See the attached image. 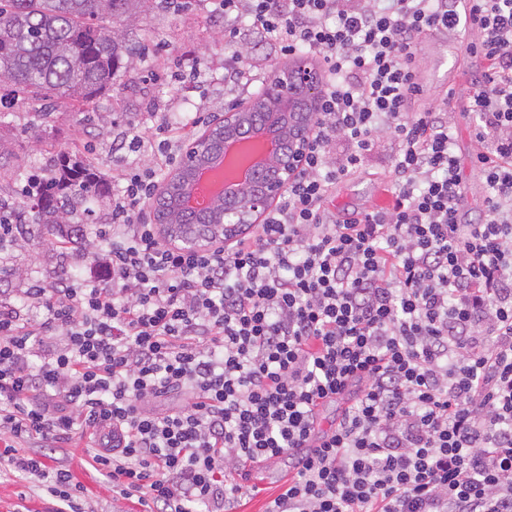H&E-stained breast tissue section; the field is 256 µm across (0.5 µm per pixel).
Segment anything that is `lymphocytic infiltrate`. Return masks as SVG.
I'll return each mask as SVG.
<instances>
[{
	"instance_id": "obj_1",
	"label": "lymphocytic infiltrate",
	"mask_w": 512,
	"mask_h": 512,
	"mask_svg": "<svg viewBox=\"0 0 512 512\" xmlns=\"http://www.w3.org/2000/svg\"><path fill=\"white\" fill-rule=\"evenodd\" d=\"M218 6L226 38L250 18L326 73L305 165L255 232L186 250L143 218L186 131L132 126L149 165L94 231L111 287L34 283L38 323L0 296V461L45 479L48 512H86L43 454L76 434L113 500L144 512H234L249 467L283 455L293 474L264 512H512V0ZM440 29L476 31L484 61L470 110L488 193L472 224L442 106L406 109L415 44ZM383 130L393 204L332 217V188ZM173 392L183 402L155 411Z\"/></svg>"
}]
</instances>
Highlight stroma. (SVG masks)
<instances>
[{
	"instance_id": "obj_1",
	"label": "stroma",
	"mask_w": 512,
	"mask_h": 512,
	"mask_svg": "<svg viewBox=\"0 0 512 512\" xmlns=\"http://www.w3.org/2000/svg\"><path fill=\"white\" fill-rule=\"evenodd\" d=\"M127 33L130 40L144 45L143 57L119 72L112 87L92 100L75 103L51 95L21 97L13 104L0 105V203L16 204L27 178L45 176L51 161L65 154L95 165L108 192L94 203L90 222L109 223L112 194L122 187L125 171L138 161L137 154L121 144L127 121L150 127L154 113L168 112L177 121L190 119L193 134H200L207 116L222 117L229 104L251 99L246 87L229 90L224 86V66L233 53L242 52L247 70L261 79L286 62L277 47L256 37L252 27H243L239 43L226 42L224 16L215 11L212 0H190L188 7L176 11L148 13L128 25ZM462 49V44L446 35L430 34L417 42L412 67L423 92L409 99V111H421L425 105L449 97L471 100L483 60L463 54ZM448 124L451 149L465 185V218L474 222L486 195L476 158L480 145L474 136V119L470 112L452 109ZM395 151V141L379 135L362 167L337 184L327 200L329 211L338 214L389 206L388 171ZM34 220V209L26 208L19 244L12 251L13 270L0 275L1 295L18 298L32 283L80 265L85 239H75L65 248L54 247ZM45 454L49 464L60 461L71 469L84 486L93 512H141L136 500L113 501L110 485L92 466L84 439L73 437L68 447L49 448ZM287 476L288 459L284 456L252 471L248 482L257 485L259 492L244 496L237 512H263ZM22 493L27 496L29 512H45L48 497L43 479L23 482L9 472L0 473V512H13Z\"/></svg>"
}]
</instances>
